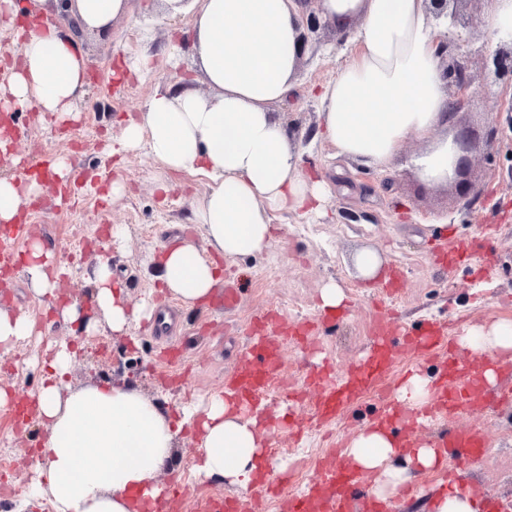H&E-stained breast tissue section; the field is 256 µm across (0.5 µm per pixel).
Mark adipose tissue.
I'll list each match as a JSON object with an SVG mask.
<instances>
[{
  "label": "adipose tissue",
  "mask_w": 512,
  "mask_h": 512,
  "mask_svg": "<svg viewBox=\"0 0 512 512\" xmlns=\"http://www.w3.org/2000/svg\"><path fill=\"white\" fill-rule=\"evenodd\" d=\"M169 16L191 15L190 53L209 94L175 86L157 88L143 112L123 123L120 151H145L161 168L203 175L209 190L195 212L203 245L163 248L155 266L175 296L193 305L219 285L216 257L239 258L267 250L276 211H320L327 191L300 170L296 135L271 107L293 89L301 60L305 9L300 0H156ZM130 0H71L81 26L104 31L127 16ZM321 14L348 30L356 50L336 79L321 88L319 137L337 155L367 169L391 166L413 136L427 147L413 166L432 184L449 182L458 147L448 134L454 118L435 56L440 32L426 0H321ZM23 34L22 63L0 85V106L65 112L82 94L86 61L74 41L32 13ZM212 250L206 258L204 250ZM54 253L32 241L25 271L35 292L54 295L49 274ZM92 299L113 332H125L153 308H129L112 269L100 261ZM462 349L488 355L482 375L496 384L493 360L512 355V321L470 329ZM75 357L62 347L52 374L35 396L36 414L48 428L38 476L24 491L26 503L49 500L54 512H138L141 498L156 496L184 425L197 428L199 474L248 487L264 458L266 435L257 418L235 415L223 397L183 409L179 421L129 384L69 389L65 377ZM367 471L382 470L376 500L410 481L415 470L440 464L434 449L401 452L392 434L363 430L346 450Z\"/></svg>",
  "instance_id": "adipose-tissue-1"
}]
</instances>
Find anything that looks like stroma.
<instances>
[{
    "instance_id": "obj_1",
    "label": "stroma",
    "mask_w": 512,
    "mask_h": 512,
    "mask_svg": "<svg viewBox=\"0 0 512 512\" xmlns=\"http://www.w3.org/2000/svg\"><path fill=\"white\" fill-rule=\"evenodd\" d=\"M488 9L489 0H472L467 12L474 18L473 26L448 35L453 55L469 61L476 86L466 110L468 123L481 139V152L472 163L473 190L466 207L453 185L428 183L411 166V158L425 148L415 138L403 142L395 163L385 171L336 158L333 146L317 135V92L347 64L353 43L350 35L333 26L310 35L293 95L272 110L299 138L303 173L326 185V214L274 213L275 239L267 251L221 260L225 285L234 286L239 295L230 310L224 307L223 287L205 303L183 305L156 279L151 263L163 246L201 242L203 227L196 224L194 214L208 191L207 179L163 170L142 151L109 154L121 135V120L142 112L157 85L185 84L206 92L190 60L176 65L170 56L172 45L189 37L190 18L165 16L153 9L152 0H131L130 14L107 31L75 35L88 69L76 117L59 121L26 107L11 109L21 134L10 153L0 158V175L20 182L34 175L39 162L60 157L67 158L77 174L76 182L64 191L52 177H45L41 193L31 197L21 217L30 227V240L53 248L65 271L53 298L36 296L19 267L0 285V307L35 323L26 340L10 348L0 344V390L12 395L36 390L48 374L55 346L66 343L77 349L67 375L71 389L130 384L175 417L180 409L223 393L225 373L248 348L253 316L273 313L289 328L315 321L321 312L320 291L333 281L344 294L336 325L317 331L311 345L292 340L284 349V371L293 388H300L316 366L331 362L343 367L369 345L374 308L383 294L379 282L363 279L356 271L354 258L365 249L381 255L383 273L401 271L403 286L391 307L398 323L410 330L421 331L428 320L445 324L459 318L469 329L512 319V86L495 80L489 69L506 44L488 27ZM144 55L150 59L149 73L142 78L128 74L126 59ZM117 181L125 187L118 197L112 194ZM116 224L125 226L124 239H111L110 228ZM486 224L498 227L489 243L482 238ZM442 239L459 250L482 248L487 266L462 263L450 268L437 262L434 249ZM102 252L110 258L113 277L129 305L146 300L176 310L178 352L172 363L160 361V346L145 334V320L116 334L94 311L90 277ZM72 301L88 311L96 331L62 319L58 305ZM287 405L282 396L273 404L262 402L254 413L268 425L267 441L274 447L267 457L270 479L292 473L290 487L296 492L314 476L328 447L312 430L304 455L288 458L286 451L294 447V439L289 431L273 427ZM478 424L488 436L485 455L458 457L448 465L462 473L461 491L495 497L504 510L512 505V488L500 477L501 469L512 466V402L498 405ZM47 434L38 417L17 425L0 406V454L10 461L14 490L6 512H20L23 491L35 476ZM173 454L160 481L184 487L183 512H194L197 500L216 490L241 499L254 497L252 490L221 486L197 474L195 431H182ZM442 478L437 471L417 472L412 495H393L401 512H431L430 498L440 491ZM257 500L255 512H275L279 502L272 494Z\"/></svg>"
}]
</instances>
